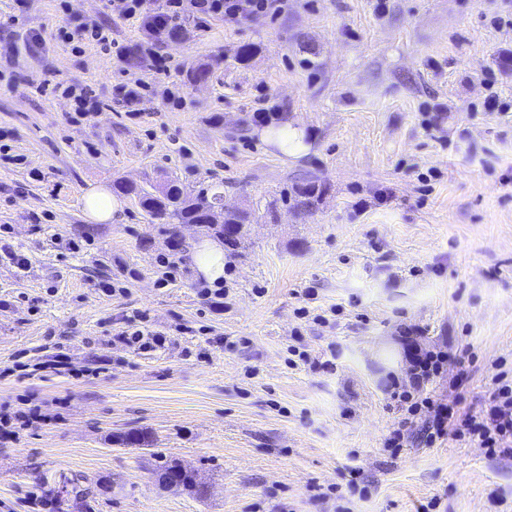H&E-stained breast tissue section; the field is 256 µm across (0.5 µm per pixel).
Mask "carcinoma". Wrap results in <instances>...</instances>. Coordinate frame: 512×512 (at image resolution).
<instances>
[{
	"instance_id": "cac0c4a2",
	"label": "carcinoma",
	"mask_w": 512,
	"mask_h": 512,
	"mask_svg": "<svg viewBox=\"0 0 512 512\" xmlns=\"http://www.w3.org/2000/svg\"><path fill=\"white\" fill-rule=\"evenodd\" d=\"M119 190L127 193H136L142 209L148 214L151 220L160 224H208V227L215 230V233L224 237V242L230 246L236 244V239L224 235V225L239 224L247 220V217L233 215L224 218V223H207L209 214L220 201L221 196L214 193L207 194L203 190L195 193H187L173 185L166 186L156 193L135 191L123 183L118 184ZM321 190L314 185L299 187L293 196V207L301 210H308L315 205L320 198Z\"/></svg>"
}]
</instances>
